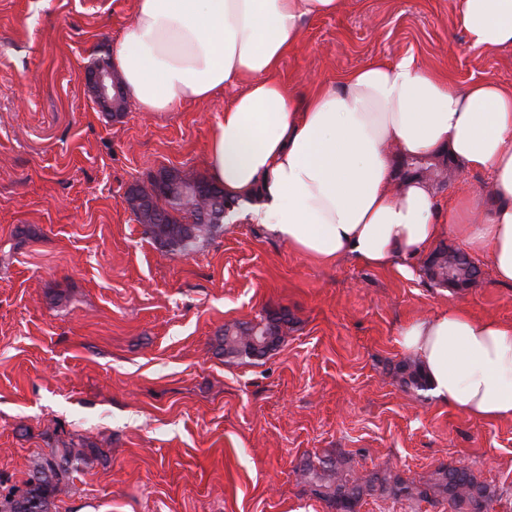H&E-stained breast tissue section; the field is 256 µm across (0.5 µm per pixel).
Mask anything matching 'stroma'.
I'll list each match as a JSON object with an SVG mask.
<instances>
[{
  "mask_svg": "<svg viewBox=\"0 0 512 512\" xmlns=\"http://www.w3.org/2000/svg\"><path fill=\"white\" fill-rule=\"evenodd\" d=\"M134 0H0V496L58 440L97 448L55 512H334L298 483L306 457L422 482L469 467L512 512V420L406 388L405 323L459 305L512 321L488 259L465 288L348 258L324 266L247 217L167 253L126 202L175 170L206 176L227 89L171 112L103 110L84 69ZM415 54L460 85L512 86V48L471 47L452 0H342L306 21L277 75L304 91ZM284 313L265 357L230 360L225 324Z\"/></svg>",
  "mask_w": 512,
  "mask_h": 512,
  "instance_id": "1",
  "label": "stroma"
}]
</instances>
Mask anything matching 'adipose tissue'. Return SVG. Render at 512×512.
Wrapping results in <instances>:
<instances>
[{"label":"adipose tissue","mask_w":512,"mask_h":512,"mask_svg":"<svg viewBox=\"0 0 512 512\" xmlns=\"http://www.w3.org/2000/svg\"><path fill=\"white\" fill-rule=\"evenodd\" d=\"M453 2L470 45L512 47V0ZM339 3L135 0L111 62L144 112L237 89L211 132L210 176L297 253L408 275L450 234L512 285V87H461L406 54L300 93L277 78L279 65L304 22ZM411 158L483 174L486 185L441 200L426 174H401ZM400 344L437 400L512 419V322L451 307L404 326Z\"/></svg>","instance_id":"adipose-tissue-1"}]
</instances>
